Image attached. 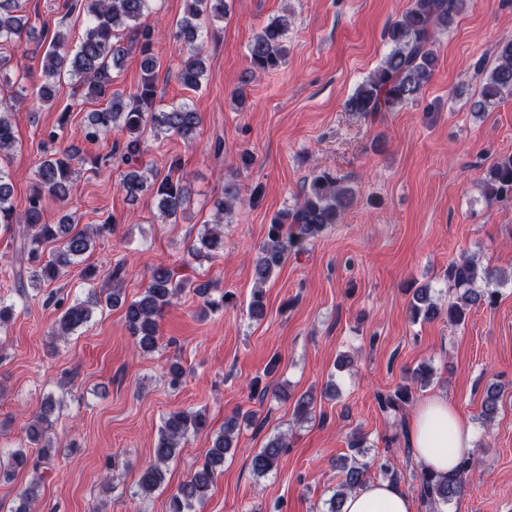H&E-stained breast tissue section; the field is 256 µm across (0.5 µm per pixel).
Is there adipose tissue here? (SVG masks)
I'll use <instances>...</instances> for the list:
<instances>
[{"mask_svg":"<svg viewBox=\"0 0 512 512\" xmlns=\"http://www.w3.org/2000/svg\"><path fill=\"white\" fill-rule=\"evenodd\" d=\"M472 423L455 409L447 397L422 401L414 414L410 440L416 460L429 472L445 475L473 451ZM343 512H415L413 500L398 484L370 482L350 493Z\"/></svg>","mask_w":512,"mask_h":512,"instance_id":"1","label":"adipose tissue"}]
</instances>
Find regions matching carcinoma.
<instances>
[{
	"instance_id": "obj_1",
	"label": "carcinoma",
	"mask_w": 512,
	"mask_h": 512,
	"mask_svg": "<svg viewBox=\"0 0 512 512\" xmlns=\"http://www.w3.org/2000/svg\"><path fill=\"white\" fill-rule=\"evenodd\" d=\"M152 0H70L68 11L78 10L85 15L86 23L75 49L68 45V35L57 30L51 36L42 56L43 80L37 89V98L51 101L57 84L68 75L77 80L85 90L88 100L105 102V107L88 116L85 139L95 141L111 132L135 136L114 150L120 163L128 171L122 175L118 186L125 197L136 201L148 194L157 200V210L162 221L178 223L189 201V192L182 184L183 177H174L181 170V161L174 160L169 172L161 177L151 170L135 169L137 156L141 154V137L145 132L154 138L165 134L176 135L184 142L195 140L201 125L200 113L194 104L182 102L162 108L157 105L156 69L160 61L155 53L157 32L146 25L143 18L151 9ZM462 0H411L409 8L400 18L390 22L384 30V38L390 52L382 64L359 85L346 101V109L375 118L382 112H398L418 101L424 86L430 81L438 64L434 50L437 36L448 31L461 10ZM228 11L226 0H186L184 16L177 22L171 38L187 50L177 79L181 85L197 90L207 77L206 57L201 42L207 26L224 20ZM290 20L280 15L270 20L248 45L249 69L266 73L279 69L286 62ZM129 33L124 40L117 30ZM43 45L44 40L35 36L23 14L22 0H0V82H10L9 73L14 50L22 43ZM140 52L141 79L134 92L126 95L112 90V70L121 66L131 47ZM512 91V38L498 44L497 64L490 70L480 89L472 110L485 112L503 92ZM16 143L11 112L0 104V158L7 155ZM78 152L73 147L59 149L39 161L35 171V184L23 213L16 212L12 202V184L9 173L0 167V224L9 228L14 224L23 227L12 255V276L19 283H52L61 278L67 269L78 263L93 249L95 232L78 229L69 216L64 215L58 224L43 223V200L53 198L66 201L74 185V161ZM487 199L505 202L512 199V155L500 156L487 168L483 182ZM227 198L217 206L214 224L207 228L188 247L187 255L195 260L211 258L224 248V211L232 207L231 198L236 189L226 188ZM353 191L326 171L312 175L307 189L296 204L274 216L265 239L259 244L253 260V276L256 288L249 303V315L260 319L264 315L263 285L285 263L293 252L317 239L331 225L342 218L351 205ZM49 242L57 247L45 254ZM126 261L115 260L107 272L113 287L106 293L95 288L88 290L85 298L70 304L59 299L56 304L64 307L55 335L65 337L86 325L93 310L105 304L123 306L124 320L136 348L153 352L158 347L159 319L172 300L193 286V282L165 265L153 268L150 281L139 298L121 302L122 275ZM445 277L455 290V301L442 308L434 302L431 288L425 286L416 291L410 304L414 320L428 322L442 316L448 323L459 326L465 323L472 307L478 304L494 306L500 291L491 287L493 274L481 266L473 256L462 254L448 263ZM210 285L196 286L203 297L201 312L215 311L235 304L234 296L224 292L217 298L208 296ZM500 390L491 386L483 401L480 419L492 421L498 410ZM415 391L411 384L399 385L393 394L381 400L384 408L400 409L411 404ZM56 407L53 396L41 403L38 414L26 428V440L38 447L33 456L23 448L8 453L0 451V477L10 476L20 470L38 471L42 462L49 458L48 448L54 421L51 414ZM252 422V412L235 413L216 435L212 446L194 473L172 494L167 512H194L196 505L205 501L213 485L215 475L224 468V456L233 448L238 419ZM207 419L200 410L177 409L167 413L162 420L159 438L153 448L152 459L141 469L137 480V493L147 495L159 488L165 480L164 467L176 457L192 435L203 432ZM287 448L286 442L276 437L259 449L251 458L252 472L263 477L277 468L279 459ZM371 462L353 459L350 465H342L344 478L329 499L327 512H341L345 497L366 483V472ZM472 461L461 462L452 475L440 476L421 470L412 478L420 480L421 497L432 509L450 503L463 486V479L470 471ZM39 485L30 483L19 492L22 502L14 512H29L38 499Z\"/></svg>"
}]
</instances>
